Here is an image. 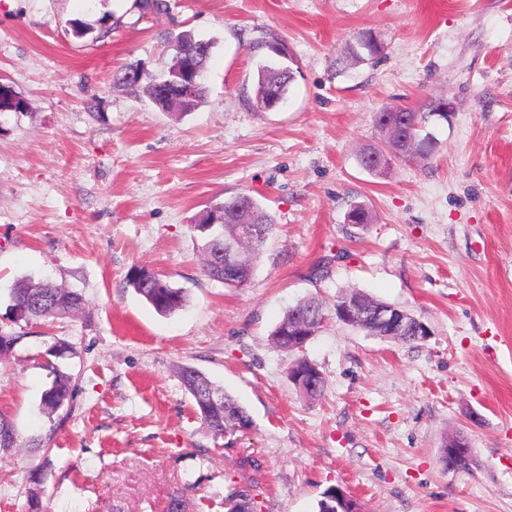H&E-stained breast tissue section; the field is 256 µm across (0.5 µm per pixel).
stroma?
<instances>
[{"label": "stroma", "instance_id": "1", "mask_svg": "<svg viewBox=\"0 0 512 512\" xmlns=\"http://www.w3.org/2000/svg\"><path fill=\"white\" fill-rule=\"evenodd\" d=\"M148 17L117 0H0V84L21 112H0V413L18 448L0 456V512H225L246 491L258 512H317L341 487L365 512H512V0H167ZM115 16L110 35L71 25ZM216 39L203 106L183 115L113 83L170 59L182 31ZM383 46L353 68L358 32ZM288 51L286 105L257 108L266 41ZM451 100L431 124L428 161L381 174L358 151L387 106ZM240 193L274 234L242 288L205 276L192 226ZM373 221L348 223L351 205ZM143 266L188 304L163 316L126 283ZM25 278L81 292L77 317L13 321ZM356 288L429 329L409 345L337 321ZM325 321L303 348L270 334L308 297ZM75 381L47 415L48 351ZM325 379L308 400L297 359ZM192 366L248 412L246 432L214 436L179 377ZM464 435L475 464L448 470L441 446Z\"/></svg>", "mask_w": 512, "mask_h": 512}]
</instances>
